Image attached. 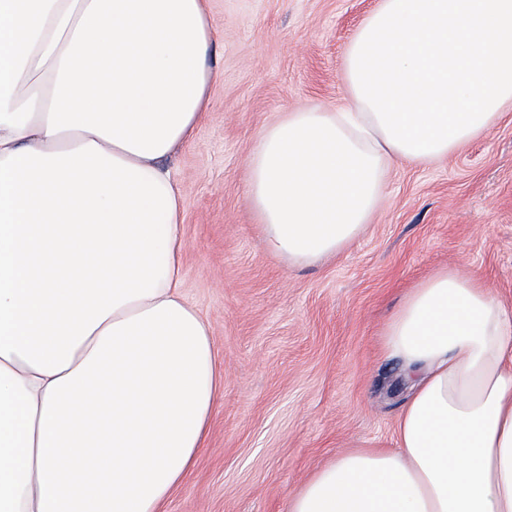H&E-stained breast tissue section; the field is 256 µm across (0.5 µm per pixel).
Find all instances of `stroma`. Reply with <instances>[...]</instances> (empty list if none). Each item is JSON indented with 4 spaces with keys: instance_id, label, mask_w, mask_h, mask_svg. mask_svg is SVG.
Here are the masks:
<instances>
[{
    "instance_id": "stroma-1",
    "label": "stroma",
    "mask_w": 512,
    "mask_h": 512,
    "mask_svg": "<svg viewBox=\"0 0 512 512\" xmlns=\"http://www.w3.org/2000/svg\"><path fill=\"white\" fill-rule=\"evenodd\" d=\"M380 0H210L218 33L206 119L169 159L183 197L182 291L224 377L208 443L166 512H287L319 465L389 448L405 401L383 330L444 266L512 306V112L443 160L392 164L366 231L293 267L262 243L248 156L284 113L346 96L345 48Z\"/></svg>"
}]
</instances>
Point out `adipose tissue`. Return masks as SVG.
Masks as SVG:
<instances>
[{
    "mask_svg": "<svg viewBox=\"0 0 512 512\" xmlns=\"http://www.w3.org/2000/svg\"><path fill=\"white\" fill-rule=\"evenodd\" d=\"M207 0H0V512H162L223 393L182 293L168 159L210 102ZM349 98L286 113L248 159L268 250L308 266L379 209L393 162L448 157L512 107V0H381ZM384 343L391 448L337 453L288 512H512V306L447 267Z\"/></svg>",
    "mask_w": 512,
    "mask_h": 512,
    "instance_id": "ef3b65f1",
    "label": "adipose tissue"
}]
</instances>
